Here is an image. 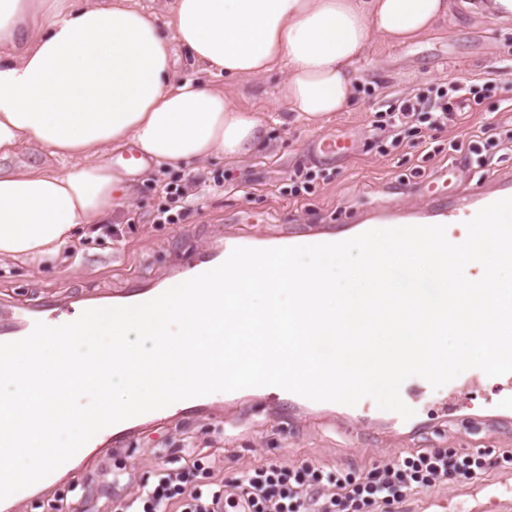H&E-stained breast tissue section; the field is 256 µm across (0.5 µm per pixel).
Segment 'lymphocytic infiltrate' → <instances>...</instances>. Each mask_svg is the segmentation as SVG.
Here are the masks:
<instances>
[{"label":"lymphocytic infiltrate","instance_id":"obj_1","mask_svg":"<svg viewBox=\"0 0 512 512\" xmlns=\"http://www.w3.org/2000/svg\"><path fill=\"white\" fill-rule=\"evenodd\" d=\"M489 73L482 87L457 84L448 90L430 89L398 103L383 101L388 126L397 129L418 121L432 127L447 124L460 104L481 105L483 95L501 81ZM198 182L167 184L165 203L154 221L178 224L194 204ZM211 456L185 451L182 466L164 467L141 480L136 512H391L408 493L447 484L468 483L491 467L512 462V453L459 454L451 448H423L367 474L329 468L313 461H270L242 472L232 481L188 486L187 469H206Z\"/></svg>","mask_w":512,"mask_h":512}]
</instances>
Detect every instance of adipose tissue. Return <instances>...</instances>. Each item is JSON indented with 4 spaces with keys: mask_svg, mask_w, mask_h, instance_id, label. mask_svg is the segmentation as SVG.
Segmentation results:
<instances>
[{
    "mask_svg": "<svg viewBox=\"0 0 512 512\" xmlns=\"http://www.w3.org/2000/svg\"><path fill=\"white\" fill-rule=\"evenodd\" d=\"M512 21V0H0V258L54 259L130 199L107 153L135 172L234 161L265 134L258 113L176 72V48L212 75L280 71L277 100L319 128L352 102L374 37L403 44L456 12ZM58 169L12 168L25 145Z\"/></svg>",
    "mask_w": 512,
    "mask_h": 512,
    "instance_id": "obj_1",
    "label": "adipose tissue"
}]
</instances>
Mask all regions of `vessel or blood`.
I'll list each match as a JSON object with an SVG mask.
<instances>
[{
	"instance_id": "1",
	"label": "vessel or blood",
	"mask_w": 512,
	"mask_h": 512,
	"mask_svg": "<svg viewBox=\"0 0 512 512\" xmlns=\"http://www.w3.org/2000/svg\"><path fill=\"white\" fill-rule=\"evenodd\" d=\"M487 186L477 193L459 194L451 201L438 204L434 208L413 214L397 211L372 213L367 219L368 229H379L386 224H423L453 226L461 218L474 217L482 208L504 198L512 197V179L498 175L486 178ZM240 239H217L208 250L200 256L190 259L185 265L174 268V275L194 278L222 264L233 249L240 247ZM164 288L160 280L131 277L127 288L115 293L84 291L57 298L48 293L38 303L28 304L19 300L0 302V343L14 342L27 337L36 323H50L56 326L76 320L83 311L94 308H108L115 303L141 305L161 295ZM486 374L477 368L461 373L457 378L443 387L444 398L439 405L422 401L421 385L416 379H407L401 386L400 393L404 403L413 409L411 418L393 414L382 421V429L407 427L416 431L427 428L434 413L453 416L457 401L462 394L472 393L474 389L486 382ZM220 393L181 400L171 405L151 411L102 429L91 438L89 447L95 449L124 447L137 436L143 434L151 424L165 421L172 417L181 419L208 416L213 413L220 400ZM487 427L500 430L512 426V399L493 404L491 414L486 418ZM487 499L494 512H512V480L501 479L487 486Z\"/></svg>"
}]
</instances>
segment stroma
<instances>
[{
    "mask_svg": "<svg viewBox=\"0 0 512 512\" xmlns=\"http://www.w3.org/2000/svg\"><path fill=\"white\" fill-rule=\"evenodd\" d=\"M370 60L360 68V83L351 105L337 113L319 131L301 122L270 123L260 153L234 164L214 157L188 170L164 167L149 179L133 178L129 204L104 224L78 234L71 246L75 257L60 256L52 264L33 267L0 259V298L33 299L45 293L65 297L81 290H118L131 274L164 277L175 264L205 252L221 235L248 234L257 244L273 245L313 226H327L337 237L359 231L364 203L419 210L430 207L436 194L453 195L477 190L479 181L464 163L450 165L448 144L470 139L488 123L499 127L501 143L492 150L490 172L512 175V75L506 76L480 111L467 112L440 130L415 123L402 132L399 146L374 134L380 98L397 99L429 87L448 88L459 83L480 84L503 60L512 59V22L467 14L440 24L431 34L394 46L373 39ZM180 76L223 88L239 106L269 114L280 111L276 88L281 73L242 82H229L202 72L186 57H179ZM346 139L349 150L334 160L324 158L323 143ZM311 174L310 191L293 193L294 172ZM223 177L224 186L206 190L191 214L179 224L154 223L165 201L169 182ZM185 448L213 453L216 468L225 478L238 477L249 467L271 460L305 459L360 472L373 465L396 461L421 448H455L473 452L482 448L512 450V431L483 426L464 428L453 421L407 436H385L366 426L344 430L327 416L295 414L281 403L279 416L232 407L216 409L209 418L174 421L152 428L130 447L102 455L111 471L130 472L136 479L154 473L161 461H176ZM135 482L111 489L97 475L80 481L78 488L59 487L71 512H108L111 502L133 500ZM457 485L408 494L395 512H426L427 500L441 504L439 512L474 507L476 498L459 496Z\"/></svg>",
    "mask_w": 512,
    "mask_h": 512,
    "instance_id": "obj_1",
    "label": "stroma"
}]
</instances>
